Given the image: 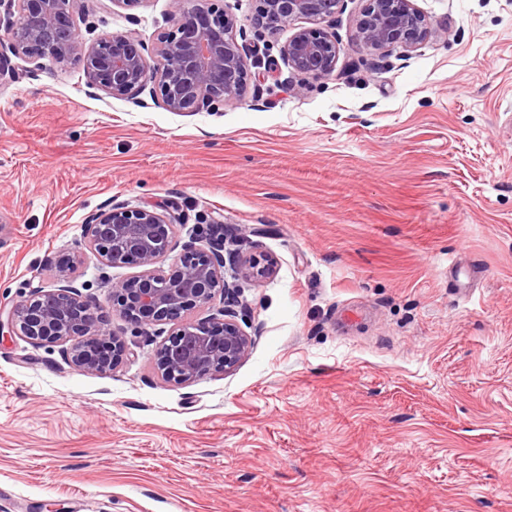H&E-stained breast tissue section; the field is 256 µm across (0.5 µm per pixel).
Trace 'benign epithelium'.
Instances as JSON below:
<instances>
[{
	"label": "benign epithelium",
	"mask_w": 512,
	"mask_h": 512,
	"mask_svg": "<svg viewBox=\"0 0 512 512\" xmlns=\"http://www.w3.org/2000/svg\"><path fill=\"white\" fill-rule=\"evenodd\" d=\"M77 0H0L17 9L9 22V53L0 50V86L12 82L18 69L12 58L46 59L63 64L83 59L90 87L114 97L135 98L156 85L163 106L173 112L211 111L240 98L247 85L248 63L261 64L260 49L238 44L235 20L211 6V0H175L179 20L162 33L153 54L128 34L106 33L89 45L75 25ZM342 0H259L255 25L279 29L299 18L325 21ZM430 34L425 17L412 0H367L356 22V37L368 50H411ZM340 47L324 29L300 28L284 48L288 66L311 79L333 74ZM186 214L177 204L158 212L112 204L88 217L91 248L112 267L133 266L139 272L112 282V304L125 319L139 325L178 321L182 314L221 296L211 321L179 325L155 352V365L168 382L183 385L214 372H228L251 353L254 340L237 320L242 279L273 272L268 257L227 251L219 224H206L204 244L189 245L168 274L155 264L170 249L171 227ZM20 335L34 343L73 342L70 362L79 370L102 373L131 354L125 340L104 328L102 307L84 298L66 274L55 287L0 307V335Z\"/></svg>",
	"instance_id": "benign-epithelium-1"
}]
</instances>
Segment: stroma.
Returning <instances> with one entry per match:
<instances>
[{"mask_svg": "<svg viewBox=\"0 0 512 512\" xmlns=\"http://www.w3.org/2000/svg\"><path fill=\"white\" fill-rule=\"evenodd\" d=\"M213 4L279 68L213 111L89 88L78 58L0 86V305L72 262L132 351L100 374L0 338V512H512V0H413L431 36L383 54L342 0L321 79L256 0ZM75 11L85 42L149 50L179 19L173 0ZM173 200L188 220L159 270L202 215L276 261L243 285L251 354L189 385L154 368L174 324L129 323L110 285L132 269L85 238L110 204Z\"/></svg>", "mask_w": 512, "mask_h": 512, "instance_id": "1", "label": "stroma"}]
</instances>
